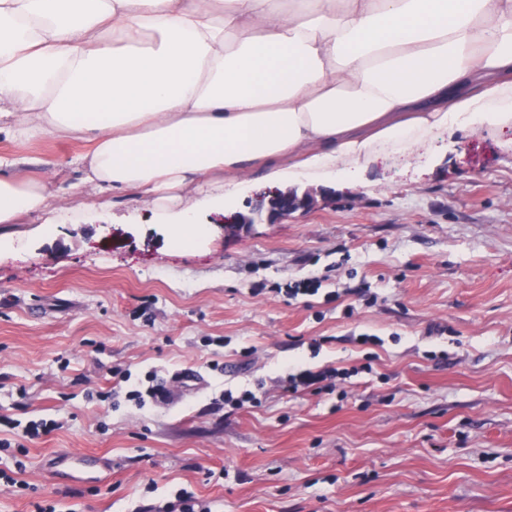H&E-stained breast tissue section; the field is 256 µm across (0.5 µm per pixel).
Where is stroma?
I'll use <instances>...</instances> for the list:
<instances>
[{"instance_id": "obj_1", "label": "stroma", "mask_w": 512, "mask_h": 512, "mask_svg": "<svg viewBox=\"0 0 512 512\" xmlns=\"http://www.w3.org/2000/svg\"><path fill=\"white\" fill-rule=\"evenodd\" d=\"M85 142L0 153L46 208L0 225V512H512V146L483 129L428 167L311 186L291 218L224 228L277 187L201 208L174 243L139 198L88 211ZM73 213L54 223L60 198ZM313 278L318 291L288 296ZM373 336L377 345H359ZM347 368L335 391L289 375ZM163 399L147 396L150 379ZM259 402L224 404V391ZM47 435L23 440L28 422ZM94 469L56 472L62 454Z\"/></svg>"}]
</instances>
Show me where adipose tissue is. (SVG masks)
<instances>
[{
    "label": "adipose tissue",
    "instance_id": "1",
    "mask_svg": "<svg viewBox=\"0 0 512 512\" xmlns=\"http://www.w3.org/2000/svg\"><path fill=\"white\" fill-rule=\"evenodd\" d=\"M485 127L512 129V0H0V130L87 142L72 195L136 194L176 240L252 178L327 185ZM17 166L0 224L49 197Z\"/></svg>",
    "mask_w": 512,
    "mask_h": 512
}]
</instances>
